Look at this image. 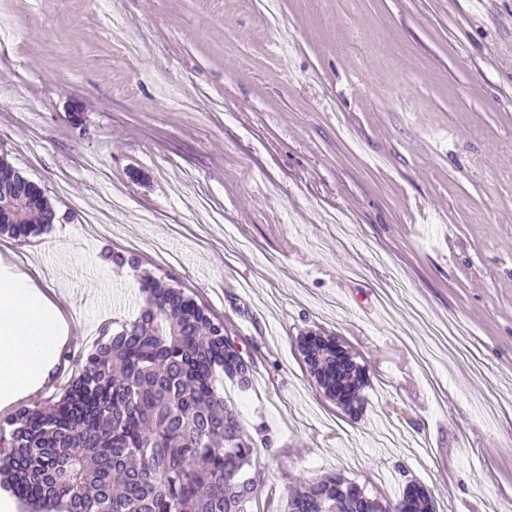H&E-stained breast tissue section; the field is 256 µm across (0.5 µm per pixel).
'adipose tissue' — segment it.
Returning a JSON list of instances; mask_svg holds the SVG:
<instances>
[{
    "label": "adipose tissue",
    "instance_id": "1",
    "mask_svg": "<svg viewBox=\"0 0 512 512\" xmlns=\"http://www.w3.org/2000/svg\"><path fill=\"white\" fill-rule=\"evenodd\" d=\"M64 333L59 308L25 273L0 277V400L26 394L51 369Z\"/></svg>",
    "mask_w": 512,
    "mask_h": 512
}]
</instances>
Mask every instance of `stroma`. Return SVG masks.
I'll return each mask as SVG.
<instances>
[{"mask_svg":"<svg viewBox=\"0 0 512 512\" xmlns=\"http://www.w3.org/2000/svg\"><path fill=\"white\" fill-rule=\"evenodd\" d=\"M278 6L274 32L253 0H0V156L60 216L0 262L59 299L63 352L138 313L106 246L222 321L254 361L224 390L272 442L250 512L336 472L512 512V0ZM315 334L364 367L359 415ZM309 336L311 337V350L304 352L301 349V343L299 350L304 356L311 375L322 389L325 397L336 401L344 410L345 403L340 397V388H344L361 395L358 410L362 409L365 401L362 392L368 384V378L363 367L358 364L355 356L345 347V362L341 365H336V354L337 356H343L336 345V339L334 337H327L326 340L322 336ZM332 339L335 340L336 348L331 347Z\"/></svg>","mask_w":512,"mask_h":512,"instance_id":"obj_1","label":"stroma"}]
</instances>
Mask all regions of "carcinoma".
I'll return each mask as SVG.
<instances>
[{"label": "carcinoma", "mask_w": 512, "mask_h": 512, "mask_svg": "<svg viewBox=\"0 0 512 512\" xmlns=\"http://www.w3.org/2000/svg\"><path fill=\"white\" fill-rule=\"evenodd\" d=\"M57 214L43 191L0 158V235L26 241ZM104 259L139 267L110 250ZM145 304L117 326H102L79 357L74 377L39 406L0 418V487L23 512H249L248 489L261 483L258 447L224 397V379L246 389L249 367L232 351L224 323L183 288L149 272ZM304 359L323 394L344 405L341 389L368 384L350 352L336 364L331 340L311 337ZM339 477L305 480L288 512H336ZM354 512H435L432 497L406 485L395 501L370 493Z\"/></svg>", "instance_id": "carcinoma-1"}]
</instances>
